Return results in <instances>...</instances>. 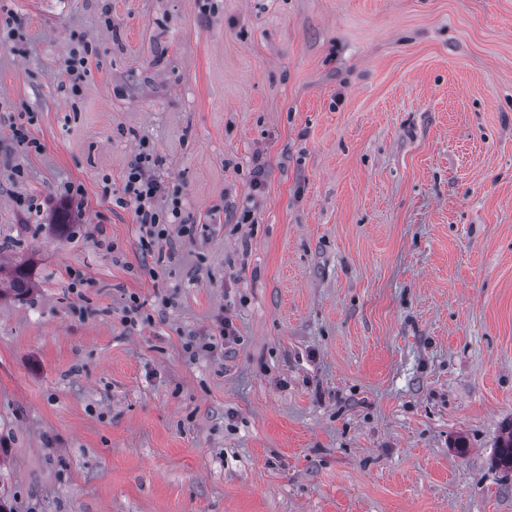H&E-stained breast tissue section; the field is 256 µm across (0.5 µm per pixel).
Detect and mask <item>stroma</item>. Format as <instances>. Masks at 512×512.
<instances>
[{
	"label": "stroma",
	"instance_id": "obj_1",
	"mask_svg": "<svg viewBox=\"0 0 512 512\" xmlns=\"http://www.w3.org/2000/svg\"><path fill=\"white\" fill-rule=\"evenodd\" d=\"M4 22L0 242L35 285L0 297L8 512H512V0H0ZM144 148L193 226L153 275L119 202Z\"/></svg>",
	"mask_w": 512,
	"mask_h": 512
}]
</instances>
